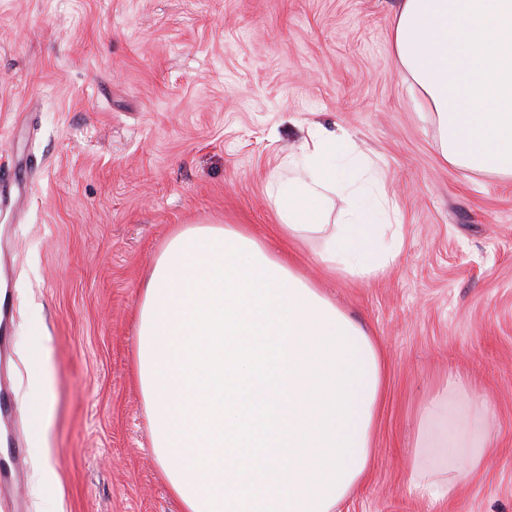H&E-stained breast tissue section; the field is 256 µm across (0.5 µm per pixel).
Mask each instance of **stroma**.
Wrapping results in <instances>:
<instances>
[{"mask_svg":"<svg viewBox=\"0 0 512 512\" xmlns=\"http://www.w3.org/2000/svg\"><path fill=\"white\" fill-rule=\"evenodd\" d=\"M399 0H0V248L12 268L11 401L53 403L5 512H182L134 374L145 279L191 224H242L378 342L386 393L369 475L342 512H512V179L448 166L393 54ZM382 171L398 255L328 275L321 235L277 230L269 183L310 135ZM44 351L43 376L28 356ZM490 397L494 448L434 504L408 460L449 378ZM50 478H42L45 463Z\"/></svg>","mask_w":512,"mask_h":512,"instance_id":"1","label":"stroma"}]
</instances>
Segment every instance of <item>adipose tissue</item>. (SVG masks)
Instances as JSON below:
<instances>
[{
    "instance_id": "1",
    "label": "adipose tissue",
    "mask_w": 512,
    "mask_h": 512,
    "mask_svg": "<svg viewBox=\"0 0 512 512\" xmlns=\"http://www.w3.org/2000/svg\"><path fill=\"white\" fill-rule=\"evenodd\" d=\"M393 51L433 111L443 159L512 177V0H401ZM301 172L268 192L291 238L319 232L329 194L346 207L319 255L370 282L399 250L380 169L347 137L314 135ZM135 367L153 452L183 512H335L366 478L384 357L364 327L236 224L175 233L151 269ZM428 407L414 491L449 499L480 471L490 429L456 400Z\"/></svg>"
}]
</instances>
